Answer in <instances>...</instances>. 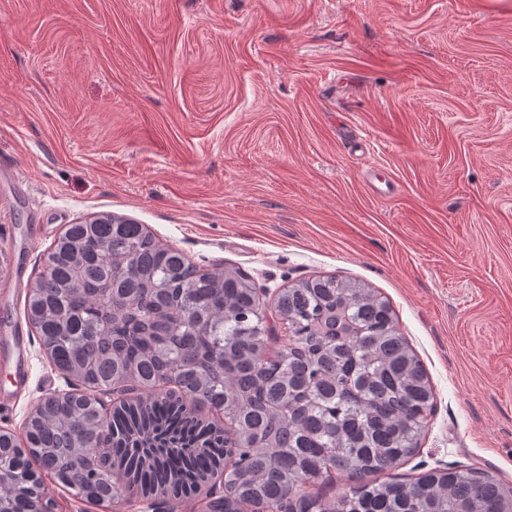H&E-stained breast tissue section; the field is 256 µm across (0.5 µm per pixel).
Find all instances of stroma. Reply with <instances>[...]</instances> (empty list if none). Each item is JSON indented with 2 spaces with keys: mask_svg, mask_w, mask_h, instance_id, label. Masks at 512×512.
<instances>
[{
  "mask_svg": "<svg viewBox=\"0 0 512 512\" xmlns=\"http://www.w3.org/2000/svg\"><path fill=\"white\" fill-rule=\"evenodd\" d=\"M100 214L270 301L377 290L435 394L399 474L512 483V0H0L2 431L75 386L25 300ZM42 481L52 512H115Z\"/></svg>",
  "mask_w": 512,
  "mask_h": 512,
  "instance_id": "1",
  "label": "stroma"
}]
</instances>
